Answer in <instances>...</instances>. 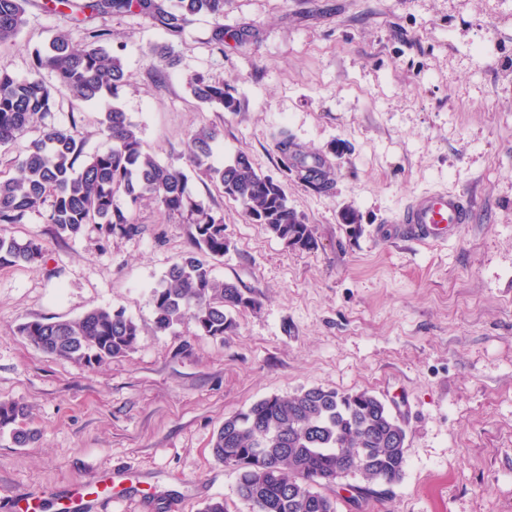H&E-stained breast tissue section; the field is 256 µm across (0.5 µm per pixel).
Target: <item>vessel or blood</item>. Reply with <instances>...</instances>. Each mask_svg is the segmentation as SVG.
Returning <instances> with one entry per match:
<instances>
[{
	"instance_id": "1",
	"label": "vessel or blood",
	"mask_w": 512,
	"mask_h": 512,
	"mask_svg": "<svg viewBox=\"0 0 512 512\" xmlns=\"http://www.w3.org/2000/svg\"><path fill=\"white\" fill-rule=\"evenodd\" d=\"M471 202L458 193H435L410 203L399 222L409 237L420 241L445 240L472 221Z\"/></svg>"
}]
</instances>
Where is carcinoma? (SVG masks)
Returning <instances> with one entry per match:
<instances>
[{"label": "carcinoma", "instance_id": "carcinoma-1", "mask_svg": "<svg viewBox=\"0 0 512 512\" xmlns=\"http://www.w3.org/2000/svg\"><path fill=\"white\" fill-rule=\"evenodd\" d=\"M27 2L0 0L1 46L21 31ZM43 7L78 25L99 16L136 13L173 39L183 38L193 17L205 15L213 21L210 42L224 48V0H48ZM152 55L164 70L177 63L165 44L154 46ZM44 70L54 82L43 79ZM127 80L108 49L94 44L78 49L64 35L34 52L29 77L0 72V146L31 131L64 93L100 108V133L109 142L106 150L85 155L75 121L31 140L15 159L17 176L0 175V224H21L28 213L48 203L47 223L59 238L75 237L87 224L98 225L106 238L135 237L142 228L134 210L146 200L153 202L162 215L177 216L188 227L187 249L149 293L154 330L165 333L189 324L198 335L222 340L236 329L229 311L254 309L258 301L234 283L214 278L207 258L222 257L230 247L224 216L192 194L184 170L161 163L145 149L138 125L116 103ZM190 88L198 102L236 111V100L224 84L201 75L190 81ZM220 136L215 127L192 134L190 170L239 203L252 223L264 225L286 246L315 248L311 225L289 205L280 182L258 172L247 154L238 153L222 167L211 163ZM275 146L283 164H291L315 188L328 189L320 159L292 150L284 131ZM44 255L40 241L0 233V268L38 263ZM18 333L51 357L101 366L135 349L141 328L124 310L101 307L74 320L26 321ZM26 418L23 404L0 401V432L10 430L20 446L38 437ZM397 438L407 439L405 424L373 392L311 387L289 399L263 398L225 418L211 453L236 474L237 494L250 512H336V500L324 492L328 479H363L364 499L372 485L400 480L405 448L395 445Z\"/></svg>", "mask_w": 512, "mask_h": 512}]
</instances>
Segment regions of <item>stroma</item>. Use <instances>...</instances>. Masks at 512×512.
Wrapping results in <instances>:
<instances>
[{
	"instance_id": "obj_1",
	"label": "stroma",
	"mask_w": 512,
	"mask_h": 512,
	"mask_svg": "<svg viewBox=\"0 0 512 512\" xmlns=\"http://www.w3.org/2000/svg\"><path fill=\"white\" fill-rule=\"evenodd\" d=\"M42 2L0 46V71L29 76L34 48L61 34L90 43ZM223 24L219 49L206 16L172 41L136 14L94 22L130 76L119 103L146 149L181 168L192 133L219 128L214 165L248 154L317 245L286 247L191 179L224 217L230 249L212 259L215 278L259 301L220 341L152 330L149 290L187 246L186 225L153 203L137 209L131 238L89 224L62 240L42 211L5 225L46 256L0 269V400L27 405L38 432L24 447L0 434V512L15 490L62 501L95 475L117 512H200L213 497L249 512L211 456L215 433L260 399L314 386L371 390L407 429L401 479L359 504L338 490L337 512H512V0H225ZM164 42L178 64L161 72L149 50ZM198 75L231 87L239 111L200 106ZM99 118L62 95L37 127L77 123L90 155L108 146ZM282 131L323 160L328 190L284 172ZM437 191L467 196L473 220L416 242L399 213ZM99 307L142 328L134 350L101 366L47 356L17 333Z\"/></svg>"
}]
</instances>
